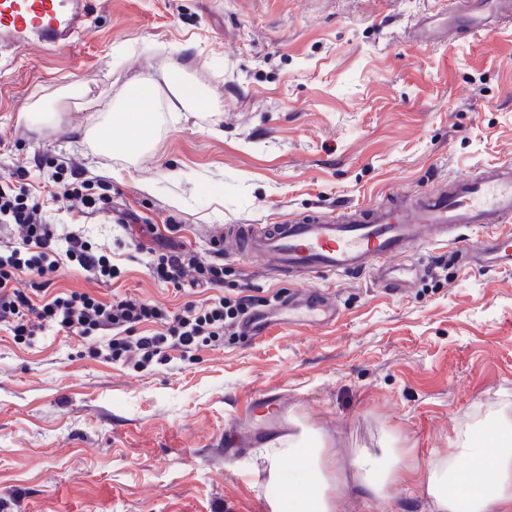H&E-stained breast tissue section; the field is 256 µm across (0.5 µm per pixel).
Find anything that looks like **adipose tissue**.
Here are the masks:
<instances>
[{
    "label": "adipose tissue",
    "instance_id": "adipose-tissue-1",
    "mask_svg": "<svg viewBox=\"0 0 512 512\" xmlns=\"http://www.w3.org/2000/svg\"><path fill=\"white\" fill-rule=\"evenodd\" d=\"M195 115L216 111L205 89L180 71L161 78L131 80L121 102H106L84 130L99 151L130 158L143 153L158 123L157 104ZM480 436H464L455 456L429 464L426 490L432 512H512V423L496 416L480 423ZM259 459L269 478L283 489L281 512H340L342 487L325 438L300 430L265 446ZM354 477L365 496L383 499L386 485L404 472L399 449H361Z\"/></svg>",
    "mask_w": 512,
    "mask_h": 512
}]
</instances>
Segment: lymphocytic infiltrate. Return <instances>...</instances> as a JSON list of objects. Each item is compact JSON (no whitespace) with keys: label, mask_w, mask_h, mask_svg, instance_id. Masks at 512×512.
<instances>
[{"label":"lymphocytic infiltrate","mask_w":512,"mask_h":512,"mask_svg":"<svg viewBox=\"0 0 512 512\" xmlns=\"http://www.w3.org/2000/svg\"><path fill=\"white\" fill-rule=\"evenodd\" d=\"M63 165H56L50 179L65 198L80 201L85 213L102 209L106 194L79 172L63 180ZM76 263L92 278H117L110 258L93 252L81 234L53 223L45 206L9 179L0 180V329L14 338L35 336L51 329L69 336L90 339L92 357L108 361L134 360L136 367L165 363L168 350L188 354L199 347L224 340V330L239 326L252 304L250 297L232 300L221 295L224 265L219 259H204L196 252L179 250L157 255L148 268L154 279L181 288H206L210 297L187 303L173 313L139 298H116L105 302L89 293L73 292L54 297L37 307L25 290L12 283L17 270L37 278L56 273L63 261ZM156 324L155 332L127 339L138 325Z\"/></svg>","instance_id":"f902f5d3"}]
</instances>
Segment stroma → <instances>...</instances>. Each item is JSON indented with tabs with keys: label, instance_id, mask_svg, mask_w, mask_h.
<instances>
[{
	"label": "stroma",
	"instance_id": "obj_1",
	"mask_svg": "<svg viewBox=\"0 0 512 512\" xmlns=\"http://www.w3.org/2000/svg\"><path fill=\"white\" fill-rule=\"evenodd\" d=\"M88 13L73 48L0 50V176L24 167L22 186L45 198L48 155L109 189L95 214L55 208L121 274L101 283L67 262L41 284L15 272L34 305L87 292L177 312L190 294L153 280L128 228H146L156 250L207 255L227 224L379 204L512 161V25L478 41L451 33L445 0H88ZM175 68L219 111L179 119L160 106L151 150L135 158L84 141L92 109L67 87L110 99ZM38 98L65 121L27 125ZM408 263L419 277L407 297L337 275L319 282L336 295V324L228 335L145 369L92 359L76 336L24 343L0 331V512H259L282 488L251 467L258 446L231 448L251 428L282 433L294 415L344 472L389 439L425 472L475 418L512 411V269L462 270L439 243ZM303 284L224 257L227 297ZM266 393L285 405L250 412ZM386 493L370 500L348 481L343 512H431L421 482Z\"/></svg>",
	"mask_w": 512,
	"mask_h": 512
}]
</instances>
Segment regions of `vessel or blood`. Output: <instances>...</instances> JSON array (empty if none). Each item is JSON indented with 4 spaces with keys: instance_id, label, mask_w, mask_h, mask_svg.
Here are the masks:
<instances>
[{
    "instance_id": "obj_1",
    "label": "vessel or blood",
    "mask_w": 512,
    "mask_h": 512,
    "mask_svg": "<svg viewBox=\"0 0 512 512\" xmlns=\"http://www.w3.org/2000/svg\"><path fill=\"white\" fill-rule=\"evenodd\" d=\"M448 11L483 37L489 32L484 16L512 19V0H448ZM87 21L86 0H0V42L33 37L60 48L82 34ZM469 228L477 229L476 238H467ZM217 241L284 278L368 272L400 296L408 283L403 258L431 242L454 246L470 266L512 268V163L449 178L414 197L395 191L381 204L243 224ZM338 315L331 292L299 288L251 321L247 331L262 336L284 324L328 326Z\"/></svg>"
}]
</instances>
